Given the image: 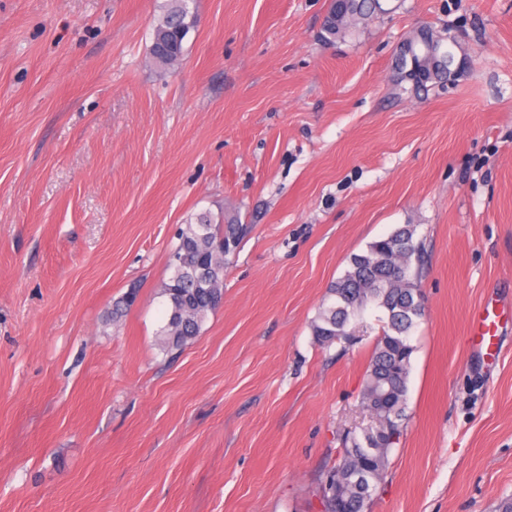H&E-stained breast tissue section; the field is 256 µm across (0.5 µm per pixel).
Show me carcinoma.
I'll list each match as a JSON object with an SVG mask.
<instances>
[{"instance_id":"obj_1","label":"carcinoma","mask_w":512,"mask_h":512,"mask_svg":"<svg viewBox=\"0 0 512 512\" xmlns=\"http://www.w3.org/2000/svg\"><path fill=\"white\" fill-rule=\"evenodd\" d=\"M190 0H168L164 15L153 31L151 54L161 67L173 65L183 54V43L196 24ZM383 11L380 0H332L323 20L321 39L331 43L345 36L359 19ZM451 37L420 30L401 44L396 60L401 83L399 94H408L429 81L455 82L460 75L456 62H448L447 42ZM245 231L238 219L215 221L200 212L180 228L170 260L171 274L163 283L161 296L168 304V316L160 330L165 352L180 353L201 331L208 315L216 312L224 294V267L228 253L223 241L239 243ZM411 224L395 229L389 236L369 244L362 254L350 258L349 268L337 279L322 301L312 333L324 348L344 351L358 343L352 332L368 334L371 325L365 314L379 311V335L366 370L361 405L370 410L376 394L386 396L387 420L382 415L365 424L359 433L343 439L340 458L327 470L324 480L336 479V469L347 475L341 498L323 501L324 512H368V505L382 480L391 449L401 435L406 419L408 381L414 346L410 334L423 313V296L418 288L422 245Z\"/></svg>"}]
</instances>
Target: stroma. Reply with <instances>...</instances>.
<instances>
[{
  "label": "stroma",
  "instance_id": "1",
  "mask_svg": "<svg viewBox=\"0 0 512 512\" xmlns=\"http://www.w3.org/2000/svg\"><path fill=\"white\" fill-rule=\"evenodd\" d=\"M382 4L327 45L331 0H195L161 67L165 0H0V512H322L378 335L339 354L311 322L405 224L424 312L368 512L512 499V0ZM420 28L465 72L395 95ZM202 211L247 230L172 360L159 287ZM495 299L490 359L470 318ZM164 15L153 31L151 54L161 67L173 65L183 54V43L196 24L190 0H168Z\"/></svg>",
  "mask_w": 512,
  "mask_h": 512
}]
</instances>
